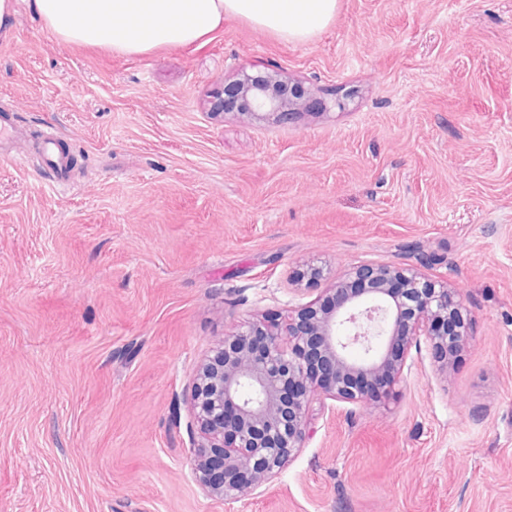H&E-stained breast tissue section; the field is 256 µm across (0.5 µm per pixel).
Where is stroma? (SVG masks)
Wrapping results in <instances>:
<instances>
[{"instance_id": "1", "label": "stroma", "mask_w": 512, "mask_h": 512, "mask_svg": "<svg viewBox=\"0 0 512 512\" xmlns=\"http://www.w3.org/2000/svg\"><path fill=\"white\" fill-rule=\"evenodd\" d=\"M277 70L326 107L211 113ZM0 512H512V0H339L308 43L228 18L194 49L0 34ZM54 131L70 189L41 176ZM414 265L472 318L448 377L409 355L382 404L317 398L312 435L237 501L194 475L185 394L304 263Z\"/></svg>"}]
</instances>
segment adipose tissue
<instances>
[{
  "label": "adipose tissue",
  "instance_id": "1",
  "mask_svg": "<svg viewBox=\"0 0 512 512\" xmlns=\"http://www.w3.org/2000/svg\"><path fill=\"white\" fill-rule=\"evenodd\" d=\"M338 0H33L61 42L122 56L208 41L225 19L244 21L278 40L301 43L322 33Z\"/></svg>",
  "mask_w": 512,
  "mask_h": 512
}]
</instances>
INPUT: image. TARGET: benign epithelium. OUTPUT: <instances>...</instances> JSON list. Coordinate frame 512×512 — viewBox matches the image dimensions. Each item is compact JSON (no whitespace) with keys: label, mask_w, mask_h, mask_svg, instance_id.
Masks as SVG:
<instances>
[{"label":"benign epithelium","mask_w":512,"mask_h":512,"mask_svg":"<svg viewBox=\"0 0 512 512\" xmlns=\"http://www.w3.org/2000/svg\"><path fill=\"white\" fill-rule=\"evenodd\" d=\"M311 102L310 89L272 71L225 83L212 107L287 119ZM290 281H325L327 288L281 322L241 323L190 385L200 434L195 478L213 497L237 500L280 473L309 436L306 411L315 395L379 403L400 380L411 349L426 344L446 374L470 335V318L448 280L412 266L361 264L336 278L309 263ZM356 346L364 357H350Z\"/></svg>","instance_id":"obj_1"}]
</instances>
